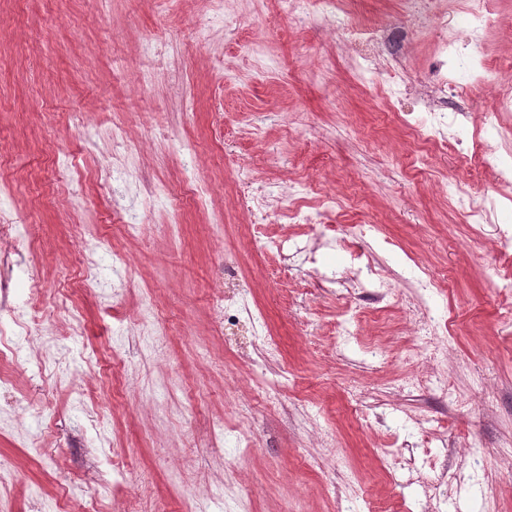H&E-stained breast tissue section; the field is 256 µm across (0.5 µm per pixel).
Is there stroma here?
Here are the masks:
<instances>
[{"instance_id": "obj_1", "label": "stroma", "mask_w": 512, "mask_h": 512, "mask_svg": "<svg viewBox=\"0 0 512 512\" xmlns=\"http://www.w3.org/2000/svg\"><path fill=\"white\" fill-rule=\"evenodd\" d=\"M354 22H405L402 0H344ZM498 26L481 50L490 71L473 88L471 127L486 146L442 153L403 127L404 109L386 98L391 84L431 78L439 33L426 27L406 44L400 73H364L336 43L322 18L293 25L276 0H231L223 23L209 0H0V168L13 167L11 204L25 218L21 296L35 301L65 348L37 365L18 337V358L0 363L16 381L17 406L0 398V458L10 461L13 488L0 512H34L35 499L66 496L73 512H112L113 451L129 483L142 485L160 512H186L196 500L221 499L209 512H338L335 489L353 486L362 512H420L407 482L414 468L435 466L457 480L445 512H512V475L496 462L512 440V332L504 298L484 276L487 266L512 275V248L500 249L486 224L464 223L441 187L444 166L456 167L512 222V184L487 170L512 149V114L488 102L512 89V0H499ZM174 58L164 80L140 88L133 74L149 62L146 43ZM187 84L195 98L185 117L174 93ZM98 124L97 148L81 146L79 119ZM129 126L140 150L130 165L148 182L163 181L167 208L183 212L179 233L161 213L152 229L128 237L117 209H139L123 186L88 176L99 150L111 148L113 124ZM197 156L196 179L216 193L198 206L184 187L182 144ZM75 157L85 179L76 209L60 187L56 163ZM287 189L304 181L306 200L337 196L334 224H263L264 239L289 246L315 242L317 266L344 272L351 251L368 252L377 270L395 273L396 302L376 303L366 286L329 292L305 289L301 271L248 242L254 216L223 190L239 180ZM376 230L353 236L355 224ZM101 225L112 244L101 257L103 287L82 279L83 239ZM395 246L385 249L384 239ZM232 252L249 307L262 314L290 384L270 405L255 381L258 346L247 327L219 324L213 290L224 283ZM427 267L440 286L432 312L454 332V388L472 394L473 378L492 383V404L455 407L425 393L398 392L412 341L406 320L409 281ZM155 311L164 341L156 354L133 335L143 305ZM362 313L356 335H339L348 308ZM313 331H306L305 322ZM383 351L381 359L368 353ZM139 384L127 386V375ZM361 384L358 400L349 386ZM440 430L423 440L415 417ZM244 431L253 445L236 453L231 440L213 445L211 428ZM333 436L334 455L318 448L311 428ZM478 441L473 453L468 442Z\"/></svg>"}]
</instances>
